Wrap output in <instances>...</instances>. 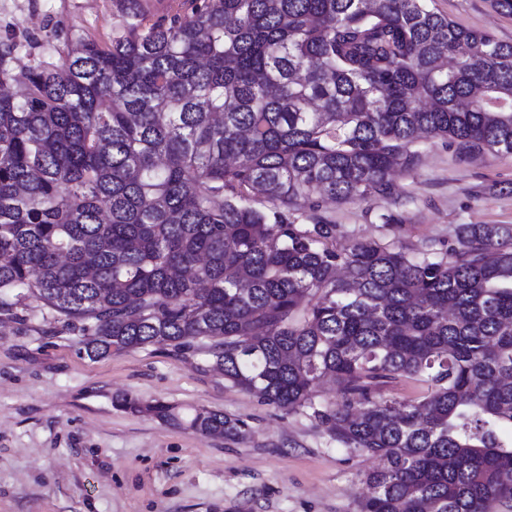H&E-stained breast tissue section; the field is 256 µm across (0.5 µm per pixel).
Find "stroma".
<instances>
[{
	"label": "stroma",
	"instance_id": "35a3bbf8",
	"mask_svg": "<svg viewBox=\"0 0 512 512\" xmlns=\"http://www.w3.org/2000/svg\"><path fill=\"white\" fill-rule=\"evenodd\" d=\"M458 24L512 42V16L489 0H432ZM121 0H0V42H37L32 56L122 29ZM392 197L324 202L337 247L356 239L447 248L460 224L512 225V155L459 161L444 141L421 145ZM397 216L394 227L379 214ZM80 332H53L40 312L0 321V512H357L374 459L332 442L303 414L286 415L225 382L203 356L150 346L90 359ZM207 408L248 425L239 440L202 436L112 398Z\"/></svg>",
	"mask_w": 512,
	"mask_h": 512
}]
</instances>
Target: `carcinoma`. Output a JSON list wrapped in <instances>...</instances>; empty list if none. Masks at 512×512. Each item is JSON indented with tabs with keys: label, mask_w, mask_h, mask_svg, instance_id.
<instances>
[{
	"label": "carcinoma",
	"mask_w": 512,
	"mask_h": 512,
	"mask_svg": "<svg viewBox=\"0 0 512 512\" xmlns=\"http://www.w3.org/2000/svg\"><path fill=\"white\" fill-rule=\"evenodd\" d=\"M19 67L0 44V316L92 358L169 346L378 461L358 512L512 509V227L442 252L306 215L394 192L416 145L512 155V42L429 0H189ZM216 342L191 347L188 339ZM407 378L424 393L383 389ZM195 433L247 424L117 394ZM144 24L163 23L175 14H183L187 9L185 0H142Z\"/></svg>",
	"instance_id": "carcinoma-1"
}]
</instances>
